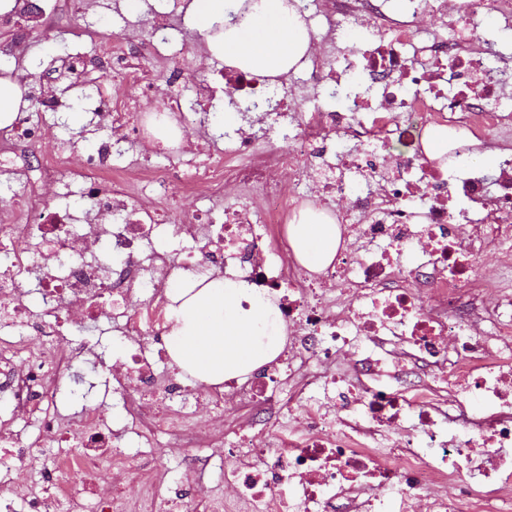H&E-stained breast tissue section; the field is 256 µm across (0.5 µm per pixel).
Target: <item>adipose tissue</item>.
Segmentation results:
<instances>
[{"label": "adipose tissue", "instance_id": "obj_1", "mask_svg": "<svg viewBox=\"0 0 512 512\" xmlns=\"http://www.w3.org/2000/svg\"><path fill=\"white\" fill-rule=\"evenodd\" d=\"M186 17L212 56L261 76L297 69L315 37L292 0H188ZM340 238L335 219L312 206L288 226L297 260L311 270L333 261ZM183 279L168 295L164 342L196 383L241 381L280 356L287 331L274 295L230 272Z\"/></svg>", "mask_w": 512, "mask_h": 512}]
</instances>
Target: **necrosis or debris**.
Segmentation results:
<instances>
[{"mask_svg":"<svg viewBox=\"0 0 512 512\" xmlns=\"http://www.w3.org/2000/svg\"><path fill=\"white\" fill-rule=\"evenodd\" d=\"M298 8L308 27L344 22L368 36L334 65L309 53L300 84L334 94L307 107L292 91L270 94L267 78L225 68L230 96L263 113L262 137L286 148L253 164L258 138L237 128L202 173L187 163L119 168L112 156L189 118L174 92L147 122L106 101L100 115L123 136L101 143L77 169L59 155L42 159L46 174L65 169L79 183L81 210L15 195L13 223L0 224V393L54 445L53 470L76 476L86 494L40 478L21 496L0 498V512H128L123 498L98 497L100 464L123 469L153 460L155 430L178 438L204 431L193 389L164 374L148 347L164 331L180 259L236 269L275 293L293 332L283 364L241 393L269 410L295 401L304 427L277 433L276 451L253 444L240 452L224 472L234 494L216 507L381 512L380 490L397 489L401 512H473L512 496V287L478 277L475 266L488 250L512 252V98L501 94L512 84V54L492 67L485 48L486 16L511 21L512 0H408L398 16L384 0H299ZM425 14L452 25L422 29ZM131 51L120 35L101 43L102 75L151 97L154 83L127 63ZM432 125L499 148L493 183L428 161L419 140ZM403 136L411 149L389 154ZM294 171L295 186L283 191V174ZM135 188L154 205L129 209ZM230 188L238 197L226 208ZM194 191L193 214L171 217L176 194ZM313 199L341 201L336 222L356 234L316 274L289 261L286 232L289 212ZM104 239L119 264L98 261L91 246ZM30 280L34 305L23 289ZM72 308L86 321H108L121 339L108 379L119 422L101 409L68 417L57 407L60 384L81 355L66 338ZM31 336L40 344L30 346ZM363 340L369 355L342 365L339 352ZM383 368L420 380L367 386L366 376ZM435 374L441 384L431 383ZM389 435L392 456L378 451ZM123 442L135 443L132 457L114 455ZM461 472L465 487L442 495L441 480Z\"/></svg>","mask_w":512,"mask_h":512,"instance_id":"4bbe7bcc","label":"necrosis or debris"}]
</instances>
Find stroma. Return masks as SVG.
Listing matches in <instances>:
<instances>
[{"label": "stroma", "instance_id": "1", "mask_svg": "<svg viewBox=\"0 0 512 512\" xmlns=\"http://www.w3.org/2000/svg\"><path fill=\"white\" fill-rule=\"evenodd\" d=\"M28 15H16L14 24L0 25V57L14 59L12 74L24 88L26 98L51 93L62 102L59 111L34 110L41 126L38 142L24 144L28 157L24 172L0 165V221L12 217V196L20 186H27L40 197L73 204L78 200L76 187L67 177L53 181L44 178L40 160L49 152H63L71 167H80L86 149L100 141L110 140L112 129L101 124L97 108L105 95L128 100L131 106L146 113L154 109L155 100L139 98L136 91L115 86L104 90L99 84L69 75L72 60L94 65L99 43L104 35H125L139 50L134 63L147 77L161 76L172 70L184 72L188 83L208 82L216 90L224 88V62L212 57L204 37L192 29L185 16L182 0H145L137 7L135 0H26ZM169 15L171 24L156 31V18ZM187 108L196 109L193 125L183 131L186 158L205 160L207 148L224 146V134L238 125V118H225L224 101L216 99L212 107H197L193 95H186ZM81 112L86 121L81 127L69 125L67 116ZM69 339L73 347L84 349L85 357L75 362L61 387L57 401L61 408L74 412L96 407L102 402L104 372L98 358L112 360L119 341L108 332L105 323L94 325L72 314ZM194 391L198 400L199 418L208 421L205 434L187 448L158 449L151 467L156 494L181 498L193 503H207L211 493L232 495L226 487L223 466L230 458L220 443L224 437L241 434L270 441L280 429L304 424L301 411L268 412L242 407L234 389L224 391L223 410H214L209 397L210 387L198 385Z\"/></svg>", "mask_w": 512, "mask_h": 512}]
</instances>
